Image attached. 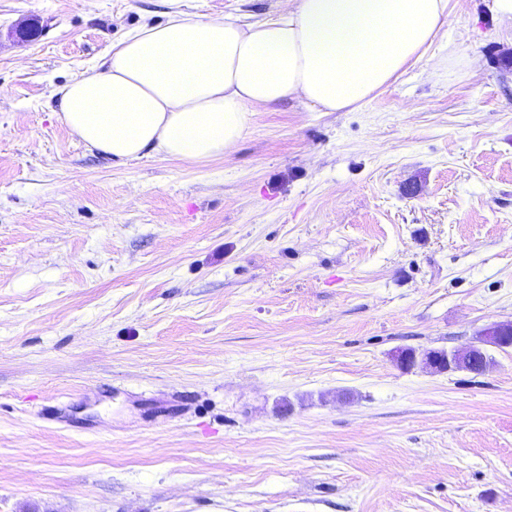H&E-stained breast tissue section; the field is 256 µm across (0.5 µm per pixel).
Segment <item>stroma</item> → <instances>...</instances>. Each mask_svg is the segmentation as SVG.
<instances>
[{
  "mask_svg": "<svg viewBox=\"0 0 512 512\" xmlns=\"http://www.w3.org/2000/svg\"><path fill=\"white\" fill-rule=\"evenodd\" d=\"M447 2L354 109L115 161L57 89L280 0H0V512H512V346L398 360L512 323V25Z\"/></svg>",
  "mask_w": 512,
  "mask_h": 512,
  "instance_id": "35a3bbf8",
  "label": "stroma"
}]
</instances>
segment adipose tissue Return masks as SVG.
Instances as JSON below:
<instances>
[{
	"label": "adipose tissue",
	"instance_id": "adipose-tissue-1",
	"mask_svg": "<svg viewBox=\"0 0 512 512\" xmlns=\"http://www.w3.org/2000/svg\"><path fill=\"white\" fill-rule=\"evenodd\" d=\"M447 0H298L243 23L175 14L143 24L100 68L57 91L60 116L115 160L223 156L253 106L297 98L322 112L357 106L422 57Z\"/></svg>",
	"mask_w": 512,
	"mask_h": 512
}]
</instances>
